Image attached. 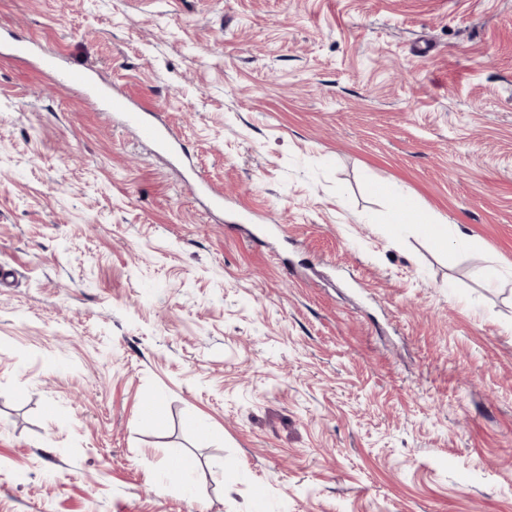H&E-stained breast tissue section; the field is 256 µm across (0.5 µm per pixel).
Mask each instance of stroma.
<instances>
[{"label":"stroma","instance_id":"obj_1","mask_svg":"<svg viewBox=\"0 0 512 512\" xmlns=\"http://www.w3.org/2000/svg\"><path fill=\"white\" fill-rule=\"evenodd\" d=\"M1 30L188 162L0 57V512H512V0H0ZM38 60L40 68L45 73H52L61 86L79 88L86 92L89 90L90 78L84 70L63 68L57 62L55 55L45 52L39 56ZM102 95L106 98L109 111L121 115L124 126L136 129L142 138L153 141L160 147L170 148L175 155L179 154L168 137L166 126L158 119L156 112H149L150 109L144 101L133 100L113 90H106ZM149 116L157 121H153ZM393 224H417L426 226L430 229V234L434 245L439 249L448 247V236L435 228V224H430L427 218L410 201L402 200L397 202L392 214Z\"/></svg>","mask_w":512,"mask_h":512}]
</instances>
